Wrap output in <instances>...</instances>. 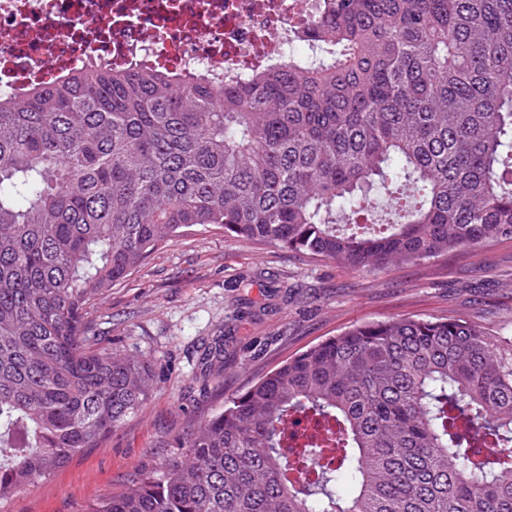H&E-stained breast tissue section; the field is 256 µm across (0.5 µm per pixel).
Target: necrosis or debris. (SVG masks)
<instances>
[{
    "mask_svg": "<svg viewBox=\"0 0 512 512\" xmlns=\"http://www.w3.org/2000/svg\"><path fill=\"white\" fill-rule=\"evenodd\" d=\"M327 0H0V85L131 58L231 74L278 63Z\"/></svg>",
    "mask_w": 512,
    "mask_h": 512,
    "instance_id": "4bbe7bcc",
    "label": "necrosis or debris"
}]
</instances>
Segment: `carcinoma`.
<instances>
[{"mask_svg": "<svg viewBox=\"0 0 512 512\" xmlns=\"http://www.w3.org/2000/svg\"><path fill=\"white\" fill-rule=\"evenodd\" d=\"M327 2L306 30L327 58L0 89V499L149 400L145 361L89 348L88 309L184 229L370 270L512 237V0ZM298 416L320 432L291 455ZM172 447L86 512H512V340L362 324Z\"/></svg>", "mask_w": 512, "mask_h": 512, "instance_id": "1", "label": "carcinoma"}]
</instances>
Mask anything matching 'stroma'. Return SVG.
Masks as SVG:
<instances>
[{
    "mask_svg": "<svg viewBox=\"0 0 512 512\" xmlns=\"http://www.w3.org/2000/svg\"><path fill=\"white\" fill-rule=\"evenodd\" d=\"M449 316L512 337V239L370 271L191 227L89 313L99 342L152 364L150 401L49 480L0 500V512H84L289 358L357 325ZM215 346L220 364L203 365Z\"/></svg>",
    "mask_w": 512,
    "mask_h": 512,
    "instance_id": "obj_1",
    "label": "stroma"
}]
</instances>
